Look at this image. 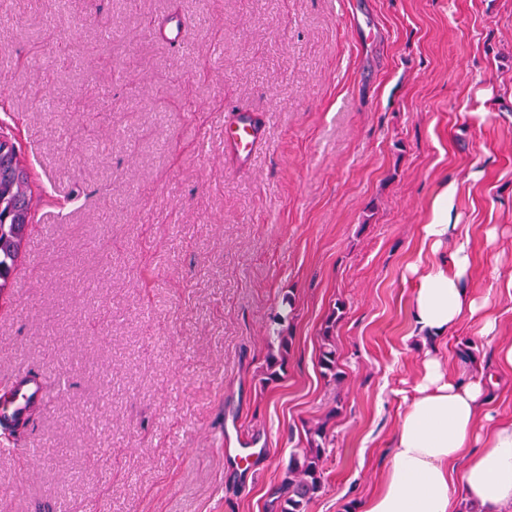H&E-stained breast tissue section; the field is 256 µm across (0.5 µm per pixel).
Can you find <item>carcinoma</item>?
Wrapping results in <instances>:
<instances>
[{"label": "carcinoma", "mask_w": 512, "mask_h": 512, "mask_svg": "<svg viewBox=\"0 0 512 512\" xmlns=\"http://www.w3.org/2000/svg\"><path fill=\"white\" fill-rule=\"evenodd\" d=\"M4 168L0 169V291L6 286L19 262L22 247L31 231L32 188L25 157L15 144L0 143ZM341 307H336L323 330L324 347L319 359L322 374L340 379L336 348L331 333ZM327 430L319 424L309 430L308 447L292 455L283 478L269 502L270 512H306L308 505L324 489V465L328 457Z\"/></svg>", "instance_id": "1"}]
</instances>
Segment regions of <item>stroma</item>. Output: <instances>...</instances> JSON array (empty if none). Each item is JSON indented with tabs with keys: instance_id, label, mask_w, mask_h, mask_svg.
Wrapping results in <instances>:
<instances>
[{
	"instance_id": "1",
	"label": "stroma",
	"mask_w": 512,
	"mask_h": 512,
	"mask_svg": "<svg viewBox=\"0 0 512 512\" xmlns=\"http://www.w3.org/2000/svg\"><path fill=\"white\" fill-rule=\"evenodd\" d=\"M0 51L36 226L0 291V395L21 368L68 384L0 432V512H268L321 421L308 512H358L430 352L497 372L487 411L512 420V0H8ZM242 112L263 129L245 162L224 140ZM450 181L492 342L468 317L414 329ZM457 192L454 183L444 184L434 195L429 204V215L423 224V244L436 253L442 243L457 235L458 224H451L452 200ZM341 309L342 306L336 307V310H333V312L331 313L330 317L326 322V326L323 330L322 336L324 341V347L319 359V365L322 369V374L325 377L330 376V378L335 381H339L340 373L337 370L338 364L336 358V348L335 345L332 344L331 333L334 326L336 325L337 320L340 319L341 317V314H338Z\"/></svg>"
}]
</instances>
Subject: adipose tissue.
<instances>
[{
	"label": "adipose tissue",
	"instance_id": "1",
	"mask_svg": "<svg viewBox=\"0 0 512 512\" xmlns=\"http://www.w3.org/2000/svg\"><path fill=\"white\" fill-rule=\"evenodd\" d=\"M456 192L455 184H444L430 201L423 244L431 251L455 238ZM469 265L467 243L457 240L447 258L425 267L411 300L419 335L446 336L468 315L480 318L482 337L495 334L497 318L474 294ZM494 384L480 370L464 380L451 376L442 356L427 355L405 401L391 463L360 512H448L455 489L478 512H512V420L492 421L483 410Z\"/></svg>",
	"mask_w": 512,
	"mask_h": 512
}]
</instances>
